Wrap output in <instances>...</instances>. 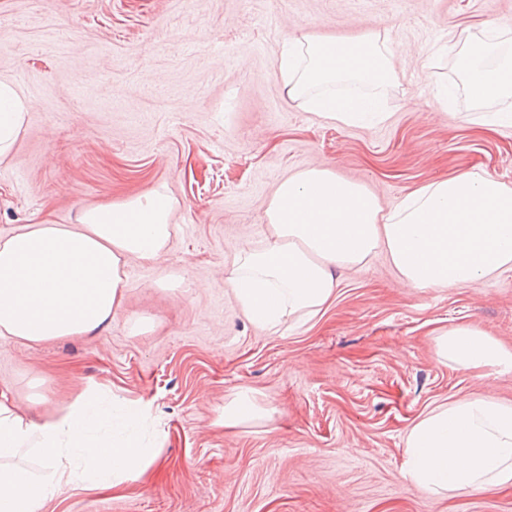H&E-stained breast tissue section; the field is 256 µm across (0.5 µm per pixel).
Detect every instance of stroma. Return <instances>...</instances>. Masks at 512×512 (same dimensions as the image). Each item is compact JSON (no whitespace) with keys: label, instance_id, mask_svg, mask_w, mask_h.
Returning <instances> with one entry per match:
<instances>
[{"label":"stroma","instance_id":"stroma-1","mask_svg":"<svg viewBox=\"0 0 512 512\" xmlns=\"http://www.w3.org/2000/svg\"><path fill=\"white\" fill-rule=\"evenodd\" d=\"M303 36L386 45L388 119L331 124L291 100L276 64ZM465 41L489 43L491 65L512 55V0H0V78L34 103L0 162V238L161 183L179 201L168 251L126 266L109 330L0 337V392L32 421L91 392L111 413L141 407L130 432L156 454L139 478L76 482L42 512H512V487L436 496L403 475L406 433L432 408L512 401V368H460L437 347L457 325L512 345V271L410 291L379 255L279 330L250 322L224 286L295 171L330 168L387 209L455 173L512 187V127L483 123L512 97L467 96ZM242 387L270 414L224 427ZM37 392L45 403L29 405Z\"/></svg>","mask_w":512,"mask_h":512}]
</instances>
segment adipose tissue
Wrapping results in <instances>:
<instances>
[{
  "label": "adipose tissue",
  "mask_w": 512,
  "mask_h": 512,
  "mask_svg": "<svg viewBox=\"0 0 512 512\" xmlns=\"http://www.w3.org/2000/svg\"><path fill=\"white\" fill-rule=\"evenodd\" d=\"M485 52L472 43L459 48L469 96L512 97V59L490 68ZM278 69L288 96L326 120L387 117L382 90L394 66L373 39H291ZM347 81L366 86V93H336L335 85ZM33 107L0 80V160L11 158ZM178 208L161 184L84 208L74 223L28 224L0 238V336L40 343L105 330L123 303L128 261H154L167 251ZM265 215V241L243 249L224 271L233 299L263 328L312 318L340 272L380 252L410 290L472 287L512 271V189L490 175L431 179L386 211L362 183L310 167L276 187ZM438 348L440 357L464 368L512 367L511 348L469 325L448 329ZM106 416L86 394L36 424L1 393L0 512H40L85 474L115 487L137 477L147 449L130 437L90 435ZM405 448V477L432 494L512 486V404L479 394L437 406L413 424ZM28 453L40 456L39 469L20 464Z\"/></svg>",
  "instance_id": "1"
}]
</instances>
